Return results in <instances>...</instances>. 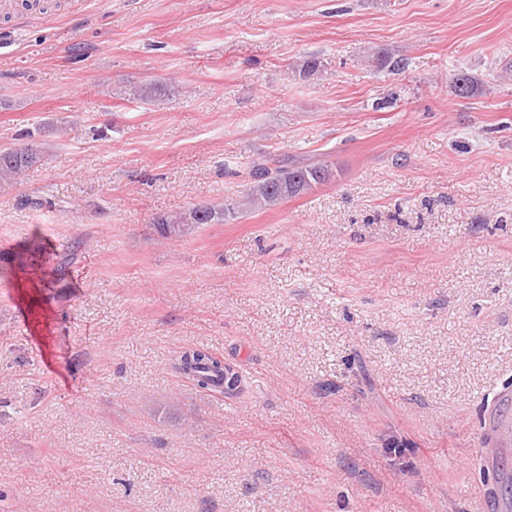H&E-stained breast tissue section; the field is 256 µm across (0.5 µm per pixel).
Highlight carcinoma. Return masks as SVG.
<instances>
[{
    "instance_id": "1",
    "label": "carcinoma",
    "mask_w": 512,
    "mask_h": 512,
    "mask_svg": "<svg viewBox=\"0 0 512 512\" xmlns=\"http://www.w3.org/2000/svg\"><path fill=\"white\" fill-rule=\"evenodd\" d=\"M325 64L318 57H310L299 67V75L310 78L322 73ZM451 88L455 95L469 97L478 91L474 77L460 71L453 74ZM167 96L166 87L155 80L131 87L128 98L161 103ZM29 141L10 147H0V184L9 185L27 170L40 163L46 155L41 144L26 134ZM334 177L327 163L297 166L268 157L254 166L253 181L248 188L245 202L254 208L275 206L289 198L302 195L329 182ZM236 214V207L203 204L188 210L157 214L151 218L155 232L164 238H181L194 232L203 224H222ZM177 367L192 377L203 390L220 388L226 394L237 392L241 377L224 360L203 346H194L180 352Z\"/></svg>"
}]
</instances>
